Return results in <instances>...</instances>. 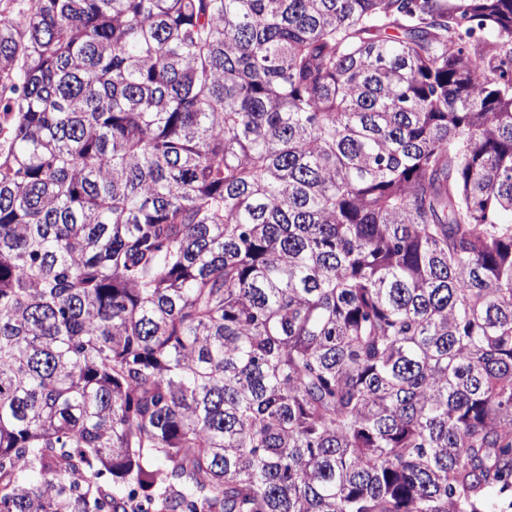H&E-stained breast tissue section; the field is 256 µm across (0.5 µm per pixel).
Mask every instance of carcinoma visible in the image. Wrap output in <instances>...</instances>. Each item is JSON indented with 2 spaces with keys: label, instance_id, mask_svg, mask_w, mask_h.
<instances>
[{
  "label": "carcinoma",
  "instance_id": "cac0c4a2",
  "mask_svg": "<svg viewBox=\"0 0 512 512\" xmlns=\"http://www.w3.org/2000/svg\"><path fill=\"white\" fill-rule=\"evenodd\" d=\"M512 512V0H0V512Z\"/></svg>",
  "mask_w": 512,
  "mask_h": 512
}]
</instances>
